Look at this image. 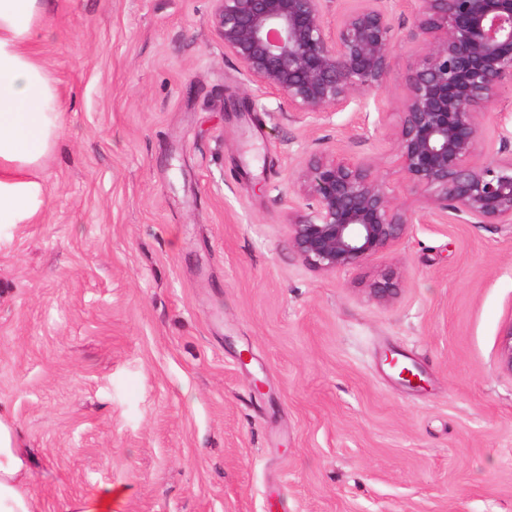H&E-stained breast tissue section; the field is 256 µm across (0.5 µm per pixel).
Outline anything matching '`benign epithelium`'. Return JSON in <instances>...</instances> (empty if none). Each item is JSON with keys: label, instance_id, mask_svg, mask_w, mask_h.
I'll return each instance as SVG.
<instances>
[{"label": "benign epithelium", "instance_id": "1", "mask_svg": "<svg viewBox=\"0 0 512 512\" xmlns=\"http://www.w3.org/2000/svg\"><path fill=\"white\" fill-rule=\"evenodd\" d=\"M211 26L246 85L298 119L327 120L384 90L395 45L392 0H359L334 28V0H211ZM410 39L421 58L406 80L395 144L399 172L427 202L426 219L512 224V158L476 164L483 117L512 79V0H422ZM302 213L289 224L296 256L320 272L350 270L398 242L413 217L374 165L313 153L298 172ZM388 303L386 276L370 289ZM499 360L512 374V321Z\"/></svg>", "mask_w": 512, "mask_h": 512}]
</instances>
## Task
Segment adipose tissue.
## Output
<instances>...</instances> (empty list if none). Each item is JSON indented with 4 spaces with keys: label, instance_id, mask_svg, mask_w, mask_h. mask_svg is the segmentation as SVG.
Returning a JSON list of instances; mask_svg holds the SVG:
<instances>
[{
    "label": "adipose tissue",
    "instance_id": "adipose-tissue-1",
    "mask_svg": "<svg viewBox=\"0 0 512 512\" xmlns=\"http://www.w3.org/2000/svg\"><path fill=\"white\" fill-rule=\"evenodd\" d=\"M40 0H0V240L40 220L47 190L36 171L63 130L59 98L33 50ZM13 425L0 416V512H41Z\"/></svg>",
    "mask_w": 512,
    "mask_h": 512
}]
</instances>
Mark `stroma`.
<instances>
[{
	"mask_svg": "<svg viewBox=\"0 0 512 512\" xmlns=\"http://www.w3.org/2000/svg\"><path fill=\"white\" fill-rule=\"evenodd\" d=\"M418 7L386 89L312 123L245 85L211 0H45L64 139L0 242V415L43 512L107 485L112 512H512V226L413 224L331 273L289 245L315 152L424 210L394 151Z\"/></svg>",
	"mask_w": 512,
	"mask_h": 512,
	"instance_id": "1",
	"label": "stroma"
}]
</instances>
